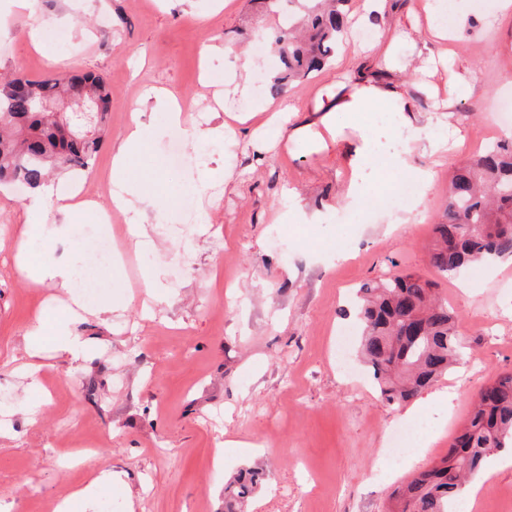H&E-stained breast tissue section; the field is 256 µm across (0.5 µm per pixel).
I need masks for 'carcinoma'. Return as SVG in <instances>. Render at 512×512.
<instances>
[{
	"label": "carcinoma",
	"mask_w": 512,
	"mask_h": 512,
	"mask_svg": "<svg viewBox=\"0 0 512 512\" xmlns=\"http://www.w3.org/2000/svg\"><path fill=\"white\" fill-rule=\"evenodd\" d=\"M303 15L281 18L272 45L281 70L262 80L274 95L288 84L322 69L336 51L347 24L348 0H299ZM100 102L84 120L70 112L35 108L40 99H63L74 88ZM109 99L101 77L70 72L45 79L14 75L0 90V182L37 188L48 170H82L98 150ZM430 263L442 274L481 262L512 258V141L499 144L462 167L448 187L442 219L434 224ZM361 327L358 354L380 397L401 405L448 373L461 350L457 316L422 276L396 273L357 289ZM504 448H512V374L498 376L480 391L467 424L448 453L395 491L389 512H453L468 476ZM260 473L239 474L228 489L225 512H242Z\"/></svg>",
	"instance_id": "carcinoma-1"
}]
</instances>
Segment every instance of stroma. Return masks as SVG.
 Instances as JSON below:
<instances>
[{
	"instance_id": "stroma-1",
	"label": "stroma",
	"mask_w": 512,
	"mask_h": 512,
	"mask_svg": "<svg viewBox=\"0 0 512 512\" xmlns=\"http://www.w3.org/2000/svg\"><path fill=\"white\" fill-rule=\"evenodd\" d=\"M423 0H397L379 25L346 32L331 64L284 90L296 123L315 119L320 89L364 77L399 81L415 113L454 102L447 122L459 138L446 161L416 152L433 185L413 223L379 211L371 223L343 202L349 176L343 129L335 148L297 145L290 130L268 144L262 162L248 135L201 152L174 142L172 128L148 139L129 161L131 177L148 182L169 204L148 237L134 245L125 216L102 234L95 210L76 218L67 242L45 212L44 235L31 242L38 258H88L103 237L123 245L119 286L107 320L79 325L89 344L74 362L52 349L29 360L24 336L36 315L60 312L67 292L52 283L28 287L16 256L31 190L0 187V505L9 512H54L71 491L102 470L123 482L101 486L123 512H224V485L239 470L264 472L245 512H385L393 491L414 471L448 452L479 389L512 373V263L472 265L443 275L428 258L433 226L452 175L492 137L512 136L498 105L512 99V16L494 0H455L457 35L448 62L423 69L416 43L426 29ZM273 19L262 0H37L34 9L0 0V76L42 79L72 71L99 75L110 99L103 140L77 183L108 179L112 151L124 137L145 89L176 95L183 127L223 125L227 115L256 107L263 96L233 98L214 111L213 94L233 78L210 45L254 49ZM51 27L63 35L60 62L34 48L28 33ZM401 29L392 67L373 71L360 52V31ZM231 171L198 186L201 168ZM296 190L321 221L288 216ZM197 202L186 220L177 199ZM159 280L146 287L145 270ZM413 272L436 283L459 319L465 346L459 361L411 406L379 396L356 351L336 362L339 333L356 336V289L382 275ZM456 396L445 413L434 394ZM425 416L427 438L396 448L395 432ZM469 512H512V467L483 481Z\"/></svg>"
}]
</instances>
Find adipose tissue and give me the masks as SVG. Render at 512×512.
Returning a JSON list of instances; mask_svg holds the SVG:
<instances>
[{
    "instance_id": "ef3b65f1",
    "label": "adipose tissue",
    "mask_w": 512,
    "mask_h": 512,
    "mask_svg": "<svg viewBox=\"0 0 512 512\" xmlns=\"http://www.w3.org/2000/svg\"><path fill=\"white\" fill-rule=\"evenodd\" d=\"M383 105L391 121L402 128L405 136L398 147L393 148L380 168L387 179H394L400 173H414L423 189H430L433 173L428 169L413 167L411 157L414 152L423 150L437 156L448 152V140L425 134L418 124L410 98L394 84L356 83L350 93L341 95L318 119L292 131L293 139L303 145L314 144L326 149L335 144L340 128L353 116L367 111L374 105ZM154 123H147L140 117H133L132 124L121 143L112 154V168L109 180L112 184V203L116 210L128 214L133 225V237L145 234V225L151 214L160 213L163 201L157 193L145 190L133 182L127 174V162L141 148L144 139L159 134ZM349 165L354 172L350 180L346 201L355 206L369 193L372 185L369 175L376 154L371 127H362L349 149ZM77 192L68 178L62 177L38 188L26 205L29 221L24 224L21 236L24 241L33 242L43 236V226L39 222L41 211L52 210L61 217L55 228L58 237H68L80 204ZM17 268L20 274L32 284L53 282L69 291L70 298L83 313L101 318L112 312V299L105 296V288L111 287L114 271L90 268L88 264L72 259L51 265L42 263L29 250L19 254ZM73 320L67 317H47L37 319L25 335L29 356H40L45 345H53L56 351L79 358L86 344L73 333Z\"/></svg>"
}]
</instances>
